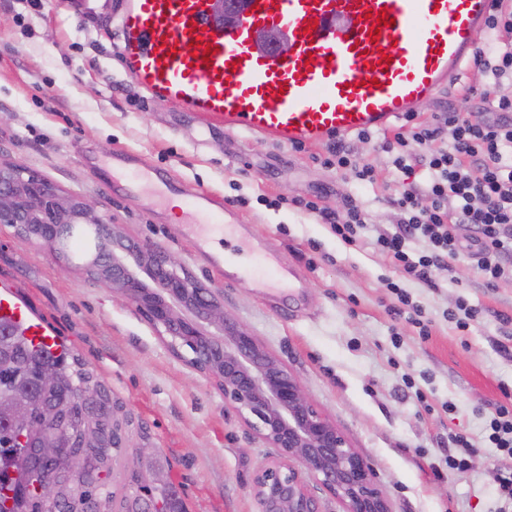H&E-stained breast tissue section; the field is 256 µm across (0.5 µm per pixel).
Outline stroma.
<instances>
[{"instance_id":"1","label":"stroma","mask_w":512,"mask_h":512,"mask_svg":"<svg viewBox=\"0 0 512 512\" xmlns=\"http://www.w3.org/2000/svg\"><path fill=\"white\" fill-rule=\"evenodd\" d=\"M121 2L0 0V161L97 202L125 237L161 245L217 289L225 312L298 377L370 462L393 512H498L491 472L500 453L484 430L512 395V280L485 287L470 260H461L455 273L434 271L431 283L400 282L431 319L429 337L391 321L387 283L396 274L375 241L395 230L386 198L403 173L374 142L354 140L353 152L379 173L376 183L361 184L322 165L328 144L296 149L228 132L223 120L152 96L119 52L112 17ZM489 90L468 69L461 84L424 102L420 116L486 118ZM116 148L134 154L136 165L233 203L237 223L251 225L293 266L294 292L271 295L227 281L173 211L95 181L90 168ZM350 197L372 213L350 245L298 206L311 199L339 214ZM0 286L26 300L108 394L122 423L119 459L149 449L146 466L172 484L186 512H255L251 483L270 448L133 303L82 269L62 270L48 247L7 226H0ZM462 296L481 311L465 330L447 318ZM419 390L426 402L417 400ZM457 433L477 446L469 467L435 477L429 465L447 455Z\"/></svg>"}]
</instances>
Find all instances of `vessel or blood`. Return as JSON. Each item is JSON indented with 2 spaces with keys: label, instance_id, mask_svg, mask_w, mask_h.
<instances>
[{
  "label": "vessel or blood",
  "instance_id": "b4317fda",
  "mask_svg": "<svg viewBox=\"0 0 512 512\" xmlns=\"http://www.w3.org/2000/svg\"><path fill=\"white\" fill-rule=\"evenodd\" d=\"M496 0H238L232 27L216 24L207 0H125L115 16L124 65L155 96L222 119L228 131L283 145L321 144L340 135L384 130L445 88L458 84ZM279 27L292 51L257 50L258 24ZM111 185L128 193L158 186L191 199L183 229L214 266H234L255 284L245 256L281 266L272 292L290 287L292 267L245 237L234 211L214 195L138 167L113 150ZM0 319L26 325L38 343L52 331L0 292Z\"/></svg>",
  "mask_w": 512,
  "mask_h": 512
}]
</instances>
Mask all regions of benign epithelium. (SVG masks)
Wrapping results in <instances>:
<instances>
[{
    "mask_svg": "<svg viewBox=\"0 0 512 512\" xmlns=\"http://www.w3.org/2000/svg\"><path fill=\"white\" fill-rule=\"evenodd\" d=\"M210 2L215 21L233 22V0ZM272 35L259 29L258 46L290 52L288 43ZM0 224L55 252L70 249L81 229H92L94 245L84 270L106 273L112 293L135 304L160 335L170 338L174 353L188 350L191 368L211 379L224 394V404L274 449L273 459L252 481L257 512H320L310 480L336 497L342 512H392L370 463L318 411L298 378L224 312L216 291L198 282L165 248L125 238L98 205L11 162L0 163ZM0 412L21 433L22 444L33 430L40 431L35 447L45 460L52 463L66 453L48 429L53 422L64 424L63 413L42 414L38 427L31 407L22 401ZM21 477L39 512L65 510L58 485L38 481L29 472Z\"/></svg>",
    "mask_w": 512,
    "mask_h": 512,
    "instance_id": "obj_1",
    "label": "benign epithelium"
}]
</instances>
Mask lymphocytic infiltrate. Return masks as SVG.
<instances>
[{"label": "lymphocytic infiltrate", "mask_w": 512, "mask_h": 512, "mask_svg": "<svg viewBox=\"0 0 512 512\" xmlns=\"http://www.w3.org/2000/svg\"><path fill=\"white\" fill-rule=\"evenodd\" d=\"M473 66L491 85L512 87L511 4L492 15ZM493 107L494 118L481 122L458 112L422 121L412 112L405 130L379 141L397 170L426 173L424 181L405 183L390 197L399 221L395 232L376 240L399 277L427 283L432 269L452 270L463 254L456 228L470 224L479 255L475 272L484 286L512 279V90ZM414 239L424 241L422 251L409 249ZM488 428L489 442L511 460L497 468L494 481L512 505V406L496 407Z\"/></svg>", "instance_id": "f902f5d3"}]
</instances>
